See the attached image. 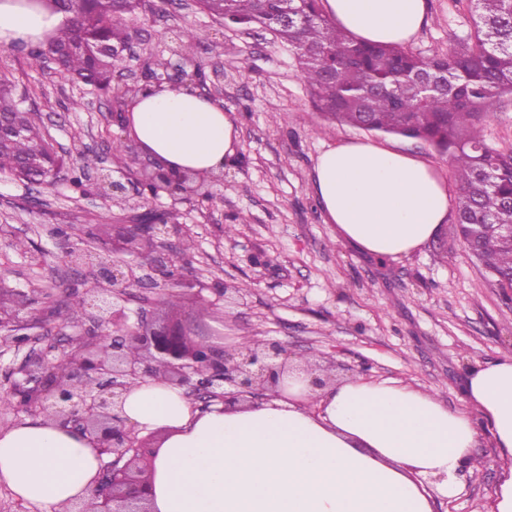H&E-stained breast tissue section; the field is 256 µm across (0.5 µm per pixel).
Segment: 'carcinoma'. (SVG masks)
Masks as SVG:
<instances>
[{"mask_svg": "<svg viewBox=\"0 0 512 512\" xmlns=\"http://www.w3.org/2000/svg\"><path fill=\"white\" fill-rule=\"evenodd\" d=\"M66 14L50 43L30 48L28 66L64 83L112 92L115 54L131 38L127 17L144 0H30ZM473 33L445 55L361 43L321 0H199L217 17L272 31L288 44L325 115L369 133L420 140L448 156L459 184L456 232L488 238L473 257L495 286L512 290V152L483 136L488 107L512 96V0H469ZM290 12L299 22L288 27ZM31 92L0 76V124L18 125L0 144V172L38 183L59 165Z\"/></svg>", "mask_w": 512, "mask_h": 512, "instance_id": "cac0c4a2", "label": "carcinoma"}]
</instances>
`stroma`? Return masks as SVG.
<instances>
[{"mask_svg":"<svg viewBox=\"0 0 512 512\" xmlns=\"http://www.w3.org/2000/svg\"><path fill=\"white\" fill-rule=\"evenodd\" d=\"M427 22L409 49L425 55L448 53L471 32L469 0H426ZM122 56L123 71L112 85H133L141 69L173 74L184 59L206 64V97L222 103L239 126L236 154L224 166V180L212 184L207 206L168 196L145 199L137 188L123 197H104L94 182L100 169L124 172L138 145L115 157L110 145L125 133L114 124L112 97L63 84L48 72L31 70L24 50L0 49V74L34 92L45 130L63 160V179L40 191L0 174V304L33 321L37 351L61 345L64 337L87 336L93 322L49 314L45 293L68 298L96 281L69 264L55 226L75 224L84 234L78 247L111 250V236L97 221L132 223L145 213H176L158 252L182 277L175 290L127 289L128 315L143 313L154 323L196 322L223 334L225 349L277 341L293 358L314 362L344 378L348 369L369 364V378L396 379L433 393L449 409H464L468 373L512 356V299L494 288L484 268L457 237L453 224L409 255L393 261L361 253L336 239L313 191L314 166L329 146L373 139L414 154L445 181L450 196L458 186L447 155L416 141L367 132L326 119L314 108L296 58L269 30L225 27L203 13L197 0H173L166 10L137 16ZM195 32L185 41L184 28ZM83 99L77 111L70 99ZM281 114L272 122L271 111ZM86 167L83 187L70 184L72 169ZM233 234H225L227 224ZM237 289L239 305H225L221 288ZM178 305H170L169 295ZM24 358L0 350V429L38 420L13 404L12 369ZM478 473L458 478L454 498L436 497L435 512H492L491 494L508 466L489 430L474 449Z\"/></svg>","mask_w":512,"mask_h":512,"instance_id":"1","label":"stroma"}]
</instances>
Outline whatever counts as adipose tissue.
Wrapping results in <instances>:
<instances>
[{
	"label": "adipose tissue",
	"instance_id": "obj_1",
	"mask_svg": "<svg viewBox=\"0 0 512 512\" xmlns=\"http://www.w3.org/2000/svg\"><path fill=\"white\" fill-rule=\"evenodd\" d=\"M326 12L361 41L401 46L424 24L426 2L326 0ZM64 21L0 0V45H38ZM128 126L156 162L201 177L220 173L238 143L234 116L185 85L133 98ZM313 188L340 241L392 260L435 237L450 212L448 187L427 162L370 141L322 151ZM287 392L246 409H196L182 388L133 386L123 417L139 434L162 435L149 474L154 512H434L426 479L456 495L457 473L474 466L479 424L512 458L509 356L469 372L466 407L456 411L391 379L358 376L315 391L293 375ZM102 463L92 436L52 421L0 432V482L43 512L89 502Z\"/></svg>",
	"mask_w": 512,
	"mask_h": 512
}]
</instances>
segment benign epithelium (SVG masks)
Returning <instances> with one entry per match:
<instances>
[{
	"mask_svg": "<svg viewBox=\"0 0 512 512\" xmlns=\"http://www.w3.org/2000/svg\"><path fill=\"white\" fill-rule=\"evenodd\" d=\"M151 173L139 184L153 187L151 196L165 194L173 201L205 198L211 191L197 192L190 175L172 173L147 159L142 169ZM131 178L105 173L98 178L103 196L123 195ZM168 233L165 224L126 225V240L138 243L150 236L157 240ZM112 253L67 247L66 257L82 265L107 288H89L83 295L84 314L112 324V335L99 337V346L74 354L64 349L59 356L72 360L71 383L64 385L55 375L53 361L28 351L17 368L10 396L20 408L45 414L49 420L94 437L100 454L109 458L102 467L90 496L99 501V512H151L150 490L142 475L156 453L152 437H138L118 409L132 384L163 373L168 383L183 387L187 397L204 405L215 399L246 401L274 391L280 373L290 369L288 348L278 342L240 347L229 353L222 340L200 333L182 321L154 326L142 317L134 324L116 309L122 289L134 285H176L178 278L170 261L161 257L152 264L153 274L138 277L135 264ZM234 391H225V385Z\"/></svg>",
	"mask_w": 512,
	"mask_h": 512,
	"instance_id": "7a95c632",
	"label": "benign epithelium"
}]
</instances>
